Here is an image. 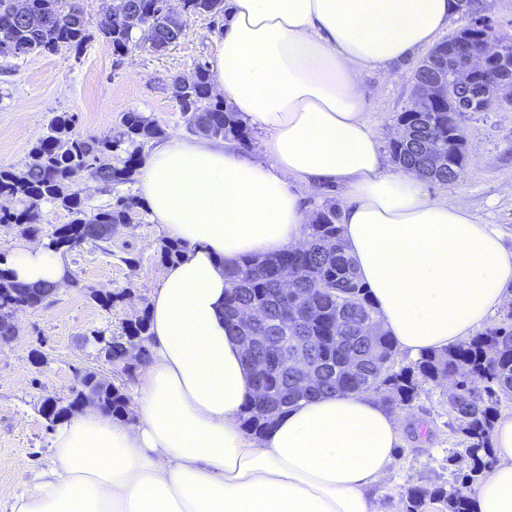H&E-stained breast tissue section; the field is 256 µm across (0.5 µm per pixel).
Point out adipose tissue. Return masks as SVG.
<instances>
[{"label":"adipose tissue","instance_id":"1","mask_svg":"<svg viewBox=\"0 0 512 512\" xmlns=\"http://www.w3.org/2000/svg\"><path fill=\"white\" fill-rule=\"evenodd\" d=\"M458 0H227L211 83L251 127L264 161L232 140L171 139L136 174L154 222L184 246L149 309L150 361L135 422L88 405L57 427L49 460L9 512H377L399 426L374 399L300 401L263 435L242 426L251 372L224 322V268L304 238L306 191L344 188L342 236L396 347L448 348L484 325L512 288L498 225L429 199L392 170L362 86L433 42ZM18 282L62 285L49 243L0 258ZM472 512H512V416Z\"/></svg>","mask_w":512,"mask_h":512}]
</instances>
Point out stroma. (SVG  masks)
<instances>
[{"label": "stroma", "mask_w": 512, "mask_h": 512, "mask_svg": "<svg viewBox=\"0 0 512 512\" xmlns=\"http://www.w3.org/2000/svg\"><path fill=\"white\" fill-rule=\"evenodd\" d=\"M88 39L81 51L0 56V166L23 168L33 144L52 117L77 116L74 133L86 138L115 134L122 113H145L166 138H187L184 115L172 82L189 79L197 63L209 61L223 17L194 15L176 45L154 54L134 47L117 56L99 32L102 0H80ZM490 19L499 35L512 38V0H475L472 11H458L449 30L465 25L472 14ZM424 51L397 66L394 75H364L368 114L381 148L397 138L396 118L408 105L412 75ZM462 125L472 153L464 175L447 185L426 183L429 197L458 201L482 222L499 225L512 241V104L495 102L486 112L466 113ZM80 198L87 211L115 197L139 198L137 179L106 185L82 181ZM168 234L145 207L134 208L118 225L110 243H85L65 252L72 284L64 285L38 309L18 313L17 339L0 345V512L19 493L30 471L51 454L54 430L41 409L45 401L66 402L80 369L97 371L134 395L138 378L111 369L98 357L100 339L124 335L127 324L146 314L150 296L165 269L160 248ZM123 293L111 306L97 302L105 293ZM401 440L393 466L377 490L378 512H402L401 493L412 485H460L454 462L457 438L447 426L446 391L428 386L413 407L397 413Z\"/></svg>", "instance_id": "1"}]
</instances>
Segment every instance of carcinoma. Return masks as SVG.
Instances as JSON below:
<instances>
[{"label":"carcinoma","instance_id":"obj_1","mask_svg":"<svg viewBox=\"0 0 512 512\" xmlns=\"http://www.w3.org/2000/svg\"><path fill=\"white\" fill-rule=\"evenodd\" d=\"M27 2L32 24L22 25L14 19L15 0H0V54L56 53L83 46L88 34L77 0ZM134 4L136 11L123 19L112 16L110 5L101 7L98 27L116 55L129 51L136 32L140 33L139 45L162 53L179 41L188 17L224 13V0H180L178 16L167 13L160 0H134ZM436 61L443 65L440 73L448 78V98L425 112L416 111L414 103H409L397 121L409 127L412 134L391 141L390 152L399 167L444 185L459 179L467 164L468 150L459 116L468 110L485 112L489 106L481 101L468 108L470 100L456 84L463 59L452 41L438 43L419 62L414 82L433 76ZM481 84L491 99L512 97V79L503 81L498 68L483 75ZM173 86L192 133L234 140L245 151L250 148L251 140L238 113L213 98L207 65L197 66L195 80L189 85L183 87L176 79ZM75 120V114L68 112L54 116L46 136L31 149L32 163L25 169L16 172L0 167V197L46 199L71 211V222L54 229L50 238V244L66 251L84 242H110L111 227L127 223L129 211L137 205L134 199L119 196L108 206L89 213L80 198V180L87 176L106 185L124 182L133 168L143 164L141 150L128 153L121 166L105 162L104 157L124 143L142 145L163 136V130L141 112L122 113L114 136L75 137ZM431 138L443 151L440 160L425 152V141ZM339 216L338 207L324 205L305 225L300 245L274 256H250L227 268L224 317L228 326L236 332L237 313L247 308L263 309L271 322H280L279 336L288 343V350L298 344L308 346L323 371L321 383L308 391L298 390L295 375L280 368L254 380L265 392L261 397L254 392L249 398L244 428L260 435L299 401L322 395L379 394L386 409L408 410L422 386L447 381L451 384L448 426L461 436L459 455L472 463L465 480L478 479L495 465L491 434L498 403L512 397V310L493 327L446 349L425 353L407 366H396L394 341L358 278L342 237ZM37 221L38 215L31 211L0 209V224H15L25 236L39 232ZM282 266L293 272L297 288L293 296L279 289L277 275ZM51 294L50 288L16 282L0 270V307L34 310ZM147 331L144 316L128 327L126 335L106 342L101 354L120 361L133 352L143 364L150 357V349L144 344ZM90 389L98 392L112 416L128 415L127 394L103 385L86 370L72 388L68 404L48 408L49 423L78 409L83 394ZM405 499L406 512H426L428 504L435 502L443 505L444 512H470L468 497L454 486H411Z\"/></svg>","mask_w":512,"mask_h":512}]
</instances>
